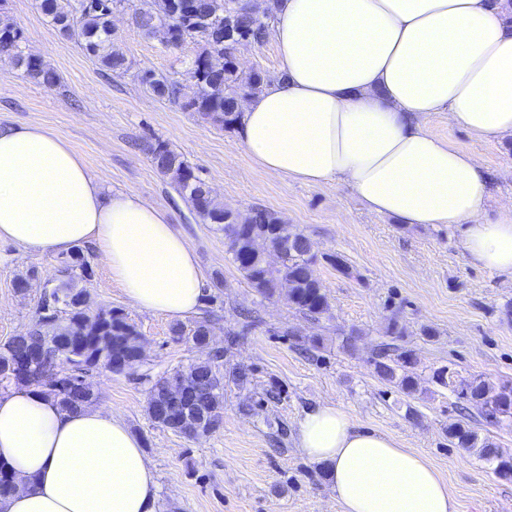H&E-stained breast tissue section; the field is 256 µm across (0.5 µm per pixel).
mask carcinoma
Wrapping results in <instances>:
<instances>
[{
	"instance_id": "obj_1",
	"label": "carcinoma",
	"mask_w": 512,
	"mask_h": 512,
	"mask_svg": "<svg viewBox=\"0 0 512 512\" xmlns=\"http://www.w3.org/2000/svg\"><path fill=\"white\" fill-rule=\"evenodd\" d=\"M128 0H76L64 7L59 0H41L40 7L50 18L61 36L75 39L88 54L98 59L101 66L120 75L127 71V58L113 37L111 19L115 9ZM264 13L252 15L235 9L230 33H224V8L221 0H199L200 12L177 24L182 41L193 40L200 45L189 65L196 77L197 91L185 100L180 83L148 70L140 79L153 93L181 105L188 112H196L226 127L239 120L238 100L262 91L268 79L261 73L242 69L234 55L233 43L245 34L254 43L264 41V34L275 8L276 0H266ZM169 0H151L134 11L137 26L148 36L156 33L168 17ZM21 29L6 14L0 15V56L12 58L25 76L44 86L58 83L55 71L43 62L20 50ZM151 160L159 173L168 177L180 195L192 204L196 215L217 230L224 232L238 270L260 293L269 296L283 290L288 303L311 317H320L329 311L328 298L316 272L317 257L311 241L293 224H282L274 213L254 209L243 216L220 206L212 194L205 191L206 183L184 157L163 141L151 147ZM271 237L286 248L278 266L266 262L255 248L256 240ZM86 290L74 282L52 287L41 299L35 317L16 336L0 343V386L8 388L13 380L7 369L23 358H35L44 348L52 356L29 367V383L42 386L39 373L55 370L59 373L56 386L48 392L67 410L82 408L92 402L94 394L74 384L79 376H88L95 368L108 366L115 373L135 370L130 361L132 346L139 334L118 310H108L91 316L83 307ZM173 335L198 347L209 332V319L204 317L189 324L175 323ZM223 354L217 351L190 364L185 370H175L156 381L148 389V415L156 426L178 429L179 414L160 417L166 390L187 381V413L194 416L200 431L209 432L217 424L224 409ZM374 373L382 380L395 384L411 394L417 390L412 371L413 355L409 351L392 353L390 344L379 345L371 358ZM431 380L440 385H452V392L460 401L479 407L485 419L497 426H512V380L489 383L478 378H454L447 366L434 370ZM448 438L466 450L477 451L479 457L497 462L496 471L512 469V458H503L496 446L478 441L476 434L460 422L448 425Z\"/></svg>"
}]
</instances>
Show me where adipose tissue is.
<instances>
[{
    "label": "adipose tissue",
    "mask_w": 512,
    "mask_h": 512,
    "mask_svg": "<svg viewBox=\"0 0 512 512\" xmlns=\"http://www.w3.org/2000/svg\"><path fill=\"white\" fill-rule=\"evenodd\" d=\"M274 14L283 80L245 100L238 125L257 171L342 184L403 225L461 226L470 263L512 274V207L488 217L484 166L426 127L444 112L481 141L512 139L507 0H278ZM0 241L31 256L92 246L141 311L182 320L201 304L204 271L166 212L105 192L40 126H0ZM296 446L341 512H456L427 457L334 403L305 409ZM0 464L22 483L0 512L157 509L152 463L127 423L63 410L34 386L0 391Z\"/></svg>",
    "instance_id": "ef3b65f1"
}]
</instances>
